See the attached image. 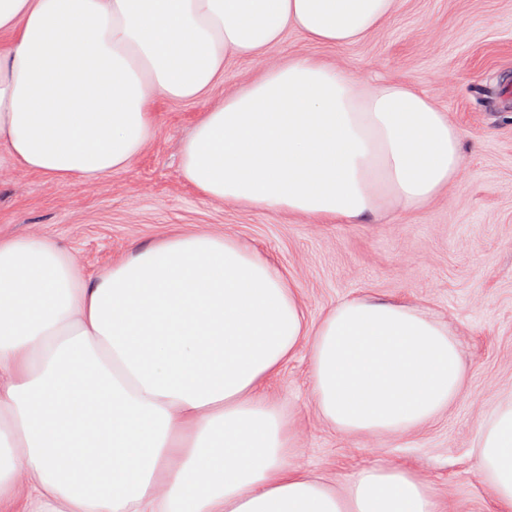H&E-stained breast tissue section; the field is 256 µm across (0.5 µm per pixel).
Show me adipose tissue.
I'll use <instances>...</instances> for the list:
<instances>
[{
	"label": "adipose tissue",
	"mask_w": 512,
	"mask_h": 512,
	"mask_svg": "<svg viewBox=\"0 0 512 512\" xmlns=\"http://www.w3.org/2000/svg\"><path fill=\"white\" fill-rule=\"evenodd\" d=\"M395 0H0V151L65 184L127 169L157 99L205 101L180 174L206 200L361 224L459 174L460 132L410 83L291 55L221 97L235 60L287 31L333 47ZM314 405L353 436H402L458 398L447 323L367 296L308 325L296 287L235 239L178 233L82 275L32 236L0 239V487L25 512H441L398 466L338 483L291 461L267 383L298 348ZM476 468L512 512V395Z\"/></svg>",
	"instance_id": "adipose-tissue-1"
}]
</instances>
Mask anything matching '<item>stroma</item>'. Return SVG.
Listing matches in <instances>:
<instances>
[{"mask_svg":"<svg viewBox=\"0 0 512 512\" xmlns=\"http://www.w3.org/2000/svg\"><path fill=\"white\" fill-rule=\"evenodd\" d=\"M321 58L356 77L408 81L461 132L456 181L425 206L362 224H324L203 199L179 173L200 102L159 101L160 120L127 170L61 185L0 163V237L37 235L83 275L175 233L229 235L274 261L309 322L367 295L429 308L454 329L464 364L448 412L398 437H349L318 418L306 351L269 390L290 415L293 461L331 480L384 464L415 470L447 512H498L475 464L480 426L512 394V0H395L386 22L346 47L288 31L270 58Z\"/></svg>","mask_w":512,"mask_h":512,"instance_id":"obj_1","label":"stroma"}]
</instances>
